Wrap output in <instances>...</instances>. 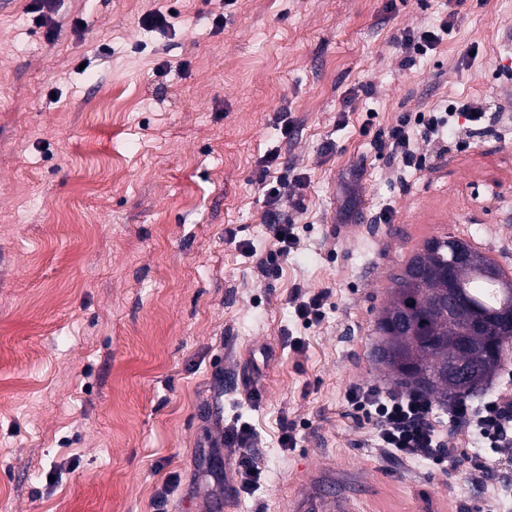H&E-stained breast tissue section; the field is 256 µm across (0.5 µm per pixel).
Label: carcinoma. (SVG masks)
I'll list each match as a JSON object with an SVG mask.
<instances>
[{
  "instance_id": "obj_1",
  "label": "carcinoma",
  "mask_w": 512,
  "mask_h": 512,
  "mask_svg": "<svg viewBox=\"0 0 512 512\" xmlns=\"http://www.w3.org/2000/svg\"><path fill=\"white\" fill-rule=\"evenodd\" d=\"M459 242L452 235L426 240L404 268L390 274V299L376 320L385 357L375 363L398 390L420 392L442 405L482 385L512 349V330L494 324L479 332L469 328L477 310L512 308V294L499 288L509 277L487 256L484 260L492 278L452 266V246ZM450 283L462 301V314L454 320L433 304L438 294L448 292ZM460 367L470 372L466 383L455 379Z\"/></svg>"
}]
</instances>
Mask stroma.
Listing matches in <instances>:
<instances>
[{"label":"stroma","mask_w":512,"mask_h":512,"mask_svg":"<svg viewBox=\"0 0 512 512\" xmlns=\"http://www.w3.org/2000/svg\"><path fill=\"white\" fill-rule=\"evenodd\" d=\"M387 5L0 10V512H210L225 495L204 413L217 390L225 419L252 424L265 469L235 512H300L309 492L353 489L370 512L512 504V447L486 471L446 474L382 455L373 421L344 415L352 386L394 388L371 362L374 323L391 272L426 239L459 237L512 275V112L474 139H416L417 169L363 132L448 100L511 99L498 71L512 66V0H465L409 65L397 37L439 26L448 0ZM154 11L170 27L144 26ZM118 90L129 111L103 108ZM264 171L307 179L301 204L279 207L298 243L269 274ZM352 175L360 196L341 232ZM298 287L329 289L319 325L297 319ZM289 425L293 448L280 443Z\"/></svg>","instance_id":"stroma-1"}]
</instances>
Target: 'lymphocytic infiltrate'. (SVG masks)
Returning a JSON list of instances; mask_svg holds the SVG:
<instances>
[{
	"label": "lymphocytic infiltrate",
	"mask_w": 512,
	"mask_h": 512,
	"mask_svg": "<svg viewBox=\"0 0 512 512\" xmlns=\"http://www.w3.org/2000/svg\"><path fill=\"white\" fill-rule=\"evenodd\" d=\"M505 104L466 102L445 103L403 117L396 125L376 130L373 140L380 149L403 168L422 164L414 149L415 138H444L456 119H464L470 134L480 132L490 111H505ZM347 415L353 421L373 419L377 446L386 455L423 459L440 469H487L491 452L512 447V395L497 393L479 404L458 399L448 406L447 414L436 411L433 403L417 393H383L373 387L355 386L346 395ZM461 425L481 440L482 451L461 455L444 447V425ZM255 435L249 425L225 427L222 443L238 449L234 472L236 491L251 493L262 480L263 470L251 450Z\"/></svg>",
	"instance_id": "lymphocytic-infiltrate-1"
}]
</instances>
